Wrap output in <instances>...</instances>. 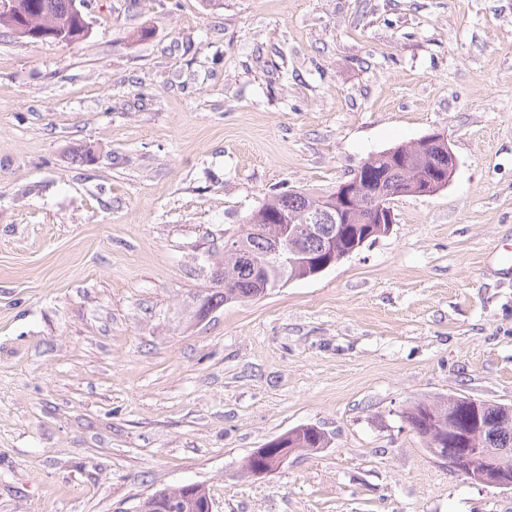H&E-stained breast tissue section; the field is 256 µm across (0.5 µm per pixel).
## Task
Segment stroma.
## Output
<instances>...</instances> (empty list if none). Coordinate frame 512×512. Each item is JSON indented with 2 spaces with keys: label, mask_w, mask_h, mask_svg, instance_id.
I'll return each mask as SVG.
<instances>
[{
  "label": "stroma",
  "mask_w": 512,
  "mask_h": 512,
  "mask_svg": "<svg viewBox=\"0 0 512 512\" xmlns=\"http://www.w3.org/2000/svg\"><path fill=\"white\" fill-rule=\"evenodd\" d=\"M0 32V512H512L400 417L512 403V0H90ZM444 133L448 186L316 278L188 320L225 229ZM92 153L78 162L77 149ZM314 425L326 448L247 476ZM288 435V448L287 444H283V439L279 437ZM275 438L270 446L266 448H259L253 453V462L246 470L247 474L261 475L268 474L277 468H280L287 460L288 457L294 452L296 448H325L329 443L325 433L314 425H304L301 427L289 430L287 433ZM268 448H276L272 457L269 458Z\"/></svg>",
  "instance_id": "35a3bbf8"
}]
</instances>
